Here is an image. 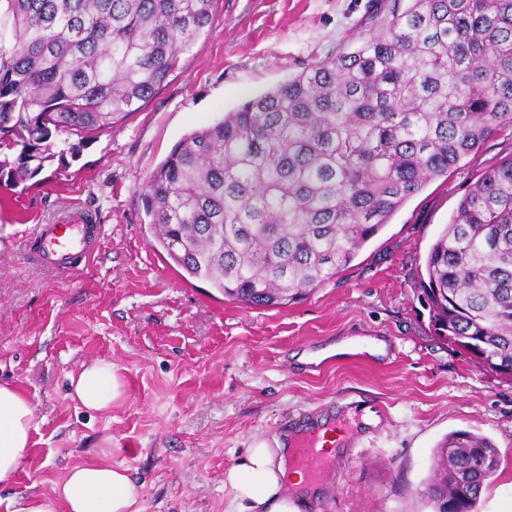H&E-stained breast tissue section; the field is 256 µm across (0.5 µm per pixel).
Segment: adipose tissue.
<instances>
[{"mask_svg":"<svg viewBox=\"0 0 512 512\" xmlns=\"http://www.w3.org/2000/svg\"><path fill=\"white\" fill-rule=\"evenodd\" d=\"M72 397L88 410L104 412L120 400L125 383L118 367L102 359L71 377ZM37 430L29 397L17 386L0 383V486L22 469ZM230 489L228 512H299L306 478L292 468L284 446L259 441L224 480ZM141 492L126 468L107 460L71 465L50 494H26L6 512H141Z\"/></svg>","mask_w":512,"mask_h":512,"instance_id":"obj_1","label":"adipose tissue"}]
</instances>
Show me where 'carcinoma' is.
Here are the masks:
<instances>
[{"label":"carcinoma","mask_w":512,"mask_h":512,"mask_svg":"<svg viewBox=\"0 0 512 512\" xmlns=\"http://www.w3.org/2000/svg\"><path fill=\"white\" fill-rule=\"evenodd\" d=\"M353 47L185 136L145 186L153 234L224 298L284 307L333 279L403 205L512 128V0H381ZM216 0H0V179L37 177L57 136L138 111L213 22ZM421 291L434 335L512 376V156L439 232ZM498 454L436 451V512H476Z\"/></svg>","instance_id":"obj_1"}]
</instances>
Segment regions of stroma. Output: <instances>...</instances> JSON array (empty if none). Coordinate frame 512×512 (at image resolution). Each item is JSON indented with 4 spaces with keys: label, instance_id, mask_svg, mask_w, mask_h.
Wrapping results in <instances>:
<instances>
[{
    "label": "stroma",
    "instance_id": "obj_1",
    "mask_svg": "<svg viewBox=\"0 0 512 512\" xmlns=\"http://www.w3.org/2000/svg\"><path fill=\"white\" fill-rule=\"evenodd\" d=\"M377 0H216L214 20L142 108L54 148L24 191L0 187V382L30 398L38 430L0 499L49 492L74 463L108 459L141 486L143 512H226L227 471L303 412L332 404L355 432L325 509L434 512L425 496L437 444L488 437L500 466L478 512H512V379L431 332L419 274L430 245L477 176L512 155V130L448 178L428 184L343 272L306 299L251 308L184 279L158 246L141 189L192 131L369 34ZM73 207L101 226L97 253L62 278L27 263L21 244ZM386 342V357L300 355L345 338ZM112 360L126 396L111 412L78 407L69 377Z\"/></svg>",
    "mask_w": 512,
    "mask_h": 512
}]
</instances>
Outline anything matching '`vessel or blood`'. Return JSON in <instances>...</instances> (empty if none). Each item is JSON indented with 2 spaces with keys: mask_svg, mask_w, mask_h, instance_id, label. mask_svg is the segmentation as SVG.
Masks as SVG:
<instances>
[{
  "mask_svg": "<svg viewBox=\"0 0 512 512\" xmlns=\"http://www.w3.org/2000/svg\"><path fill=\"white\" fill-rule=\"evenodd\" d=\"M99 234V225L91 223L86 210L75 208L62 223L34 226L25 237L23 247L40 269L67 276L83 270L90 263ZM335 431L336 427L331 423L293 431L283 424L277 427L274 437L287 441L295 465L304 472L309 485L317 488L327 474L344 461L340 453L327 448L329 437Z\"/></svg>",
  "mask_w": 512,
  "mask_h": 512,
  "instance_id": "b4317fda",
  "label": "vessel or blood"
}]
</instances>
